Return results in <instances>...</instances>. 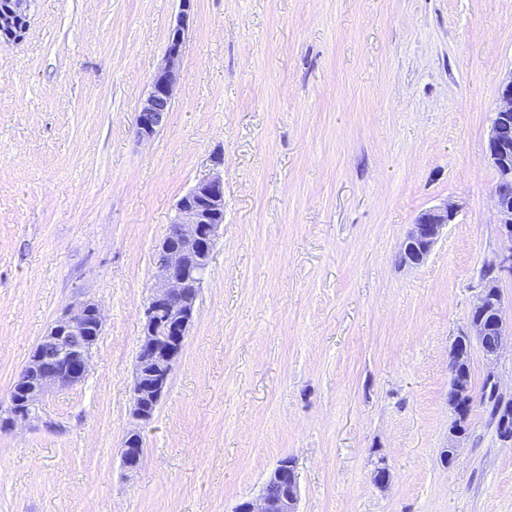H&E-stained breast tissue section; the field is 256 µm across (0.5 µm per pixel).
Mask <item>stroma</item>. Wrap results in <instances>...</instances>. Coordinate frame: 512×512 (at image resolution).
I'll return each instance as SVG.
<instances>
[{
  "mask_svg": "<svg viewBox=\"0 0 512 512\" xmlns=\"http://www.w3.org/2000/svg\"><path fill=\"white\" fill-rule=\"evenodd\" d=\"M179 11L32 0L0 47V405L68 306L105 315L86 378L0 430V512H234L286 457L300 512H512V446L481 401L442 461L449 353L501 248L487 140L512 0H193L173 110L142 141ZM216 171L224 232L131 474L154 258ZM444 202L427 261L399 265ZM498 285L512 397V275ZM455 213L456 207L448 202L421 212L407 232L400 253L402 263L422 264L444 229L453 221Z\"/></svg>",
  "mask_w": 512,
  "mask_h": 512,
  "instance_id": "1",
  "label": "stroma"
}]
</instances>
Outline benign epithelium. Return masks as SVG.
<instances>
[{
	"mask_svg": "<svg viewBox=\"0 0 512 512\" xmlns=\"http://www.w3.org/2000/svg\"><path fill=\"white\" fill-rule=\"evenodd\" d=\"M180 8L161 66L136 113L135 132L143 140L158 132L172 109L191 0H180ZM28 19L29 0H0V40L12 45L19 43L22 40L20 25ZM511 127L512 70L501 81L488 136V159L497 172L493 201L503 244L489 267L512 273V138L508 136ZM223 209L224 178L215 173L199 181L179 199L176 216L158 248L154 283L143 308L140 339V346L154 352V365L146 375L141 365H136L132 389L133 416L140 422L149 421L144 403L160 402L182 350L195 312L191 289L201 286L204 273L210 267L212 246L221 229V225L213 223L212 215ZM455 213L456 207L446 202L420 213L407 232L401 261L422 264ZM476 303L481 315L469 319V333L464 339L482 348L488 363L486 380L497 389L499 381L494 365L504 347L505 329H500L498 336L487 342L485 317L502 309L504 301L501 294L488 289L478 295ZM91 321L98 331H103L102 308L92 300H84L67 308L51 324L22 367L28 381L27 391L9 400L7 417L0 420L1 429L37 417L40 403L49 392L71 387L85 379L98 341V337L88 335ZM272 484L283 486L284 491L272 495L264 489L257 498L240 503L236 512H298L299 479L292 460L279 461L266 480V485Z\"/></svg>",
	"mask_w": 512,
	"mask_h": 512,
	"instance_id": "7a95c632",
	"label": "benign epithelium"
}]
</instances>
